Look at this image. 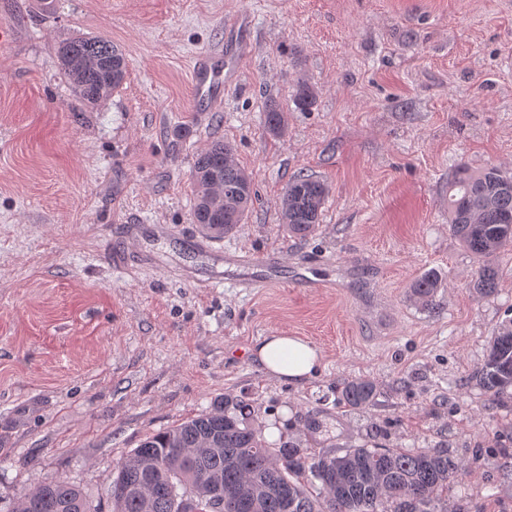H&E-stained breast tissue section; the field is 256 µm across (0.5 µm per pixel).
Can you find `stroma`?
<instances>
[{
    "label": "stroma",
    "instance_id": "1",
    "mask_svg": "<svg viewBox=\"0 0 512 512\" xmlns=\"http://www.w3.org/2000/svg\"><path fill=\"white\" fill-rule=\"evenodd\" d=\"M241 15L238 78L196 111L192 59ZM2 26L0 512L54 481L105 512L129 451L239 399L271 443L447 444L468 466L449 508L512 512V398L488 403L475 378L512 319V248L482 297L479 262L448 229L456 169L512 176V0H0ZM91 35L122 50L127 74L85 105L55 48ZM301 80L317 91L307 109ZM272 101L278 136L263 123ZM217 139L254 198L213 246L286 254L273 287L195 245L192 168ZM300 174L330 188L304 239L281 220ZM427 272L442 279L430 307L411 295ZM277 332L320 350L305 386L253 360ZM360 378L373 403L338 405Z\"/></svg>",
    "mask_w": 512,
    "mask_h": 512
}]
</instances>
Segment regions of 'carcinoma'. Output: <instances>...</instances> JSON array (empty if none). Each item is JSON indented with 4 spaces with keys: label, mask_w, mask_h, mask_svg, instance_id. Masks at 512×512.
I'll list each match as a JSON object with an SVG mask.
<instances>
[{
    "label": "carcinoma",
    "mask_w": 512,
    "mask_h": 512,
    "mask_svg": "<svg viewBox=\"0 0 512 512\" xmlns=\"http://www.w3.org/2000/svg\"><path fill=\"white\" fill-rule=\"evenodd\" d=\"M62 70L77 98L94 105L122 84L123 53L101 36L63 41L56 49ZM301 108L311 106L315 90L305 81L295 87ZM266 130H285L283 110L266 105ZM193 223L215 238L234 233L253 203L251 177L234 159L232 147L212 142L196 158L193 173ZM512 177L495 168L457 169L448 183V228L482 260L472 288L480 296L497 291L498 274L490 260L512 246V192L500 188ZM219 187L224 204L210 199ZM328 187L299 176L288 184L281 204L289 233L306 237L319 224ZM438 278L427 274L412 288L425 306L434 304ZM476 379L494 398L512 387V320L488 342L487 358ZM376 395L374 383L357 379L341 393L343 404L365 407ZM245 401L224 403L208 413L148 436L116 469L112 512H182L179 492L193 493L191 512H212L211 487L238 493L236 512H448V495L461 483L466 465L447 447L347 448L344 453L314 454L288 442L270 444L250 423ZM11 512H90L88 495L66 482L42 484L19 498Z\"/></svg>",
    "instance_id": "carcinoma-1"
}]
</instances>
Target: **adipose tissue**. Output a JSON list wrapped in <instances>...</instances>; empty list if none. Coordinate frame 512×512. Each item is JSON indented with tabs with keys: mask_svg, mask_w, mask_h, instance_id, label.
<instances>
[{
	"mask_svg": "<svg viewBox=\"0 0 512 512\" xmlns=\"http://www.w3.org/2000/svg\"><path fill=\"white\" fill-rule=\"evenodd\" d=\"M252 356L270 377L297 387L309 382L322 363L314 345L283 332L260 337Z\"/></svg>",
	"mask_w": 512,
	"mask_h": 512,
	"instance_id": "ef3b65f1",
	"label": "adipose tissue"
}]
</instances>
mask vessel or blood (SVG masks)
Returning a JSON list of instances; mask_svg holds the SVG:
<instances>
[{
    "instance_id": "obj_1",
    "label": "vessel or blood",
    "mask_w": 512,
    "mask_h": 512,
    "mask_svg": "<svg viewBox=\"0 0 512 512\" xmlns=\"http://www.w3.org/2000/svg\"><path fill=\"white\" fill-rule=\"evenodd\" d=\"M246 52L245 44L233 36H226L224 47L220 51L205 50L195 55L192 63V85L197 101L202 105H211L221 100L225 86L234 81L237 60ZM237 264L245 268H259L265 275L251 280L254 288L272 286V272L276 271L284 260L280 252L247 253L237 257Z\"/></svg>"
}]
</instances>
